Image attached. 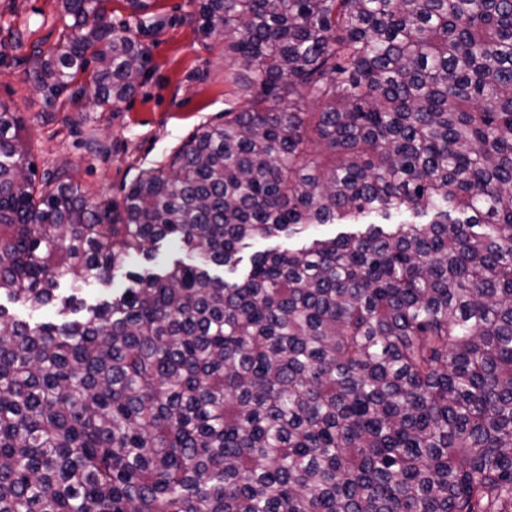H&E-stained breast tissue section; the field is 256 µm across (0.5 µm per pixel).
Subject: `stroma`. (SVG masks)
Listing matches in <instances>:
<instances>
[{
	"label": "stroma",
	"mask_w": 512,
	"mask_h": 512,
	"mask_svg": "<svg viewBox=\"0 0 512 512\" xmlns=\"http://www.w3.org/2000/svg\"><path fill=\"white\" fill-rule=\"evenodd\" d=\"M150 3L148 27L137 34L149 48L137 91L117 110L102 112L89 91L46 103L29 79L37 51L52 49L67 32L60 0H0V26L21 33L19 40H0V103L22 116L38 173L66 164L92 194L118 199L199 126L223 124L225 109L240 106L224 37L197 32L194 0Z\"/></svg>",
	"instance_id": "stroma-1"
}]
</instances>
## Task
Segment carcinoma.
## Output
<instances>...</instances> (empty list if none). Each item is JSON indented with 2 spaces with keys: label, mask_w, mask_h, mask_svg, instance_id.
<instances>
[{
  "label": "carcinoma",
  "mask_w": 512,
  "mask_h": 512,
  "mask_svg": "<svg viewBox=\"0 0 512 512\" xmlns=\"http://www.w3.org/2000/svg\"><path fill=\"white\" fill-rule=\"evenodd\" d=\"M107 2L61 0L46 101L92 63L102 110L136 92L148 50ZM196 8L245 103L119 202L36 178L0 103V296L56 313L0 304V512H512V0ZM369 212L430 220L239 269ZM307 241L306 237L304 235L295 236L290 239L286 238H280V239H258L251 243L249 248H246L242 251L240 254L244 257V260L242 262V265L249 263V257L257 252V251H264L267 249L275 248L277 246H284L287 242L289 247L297 248L301 247L305 242ZM128 282L121 273H118L112 283L105 286L98 282L94 278H90L87 283L82 284L80 288H83V297L88 302H95L97 299L104 298L107 294L119 293L127 286Z\"/></svg>",
  "instance_id": "cac0c4a2"
}]
</instances>
